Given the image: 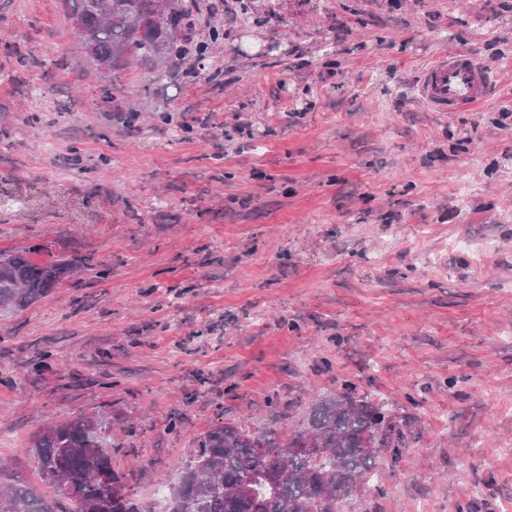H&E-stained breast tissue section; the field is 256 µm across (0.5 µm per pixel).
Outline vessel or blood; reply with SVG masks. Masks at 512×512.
<instances>
[{
	"mask_svg": "<svg viewBox=\"0 0 512 512\" xmlns=\"http://www.w3.org/2000/svg\"><path fill=\"white\" fill-rule=\"evenodd\" d=\"M421 98L435 112H463L484 102L490 94V80L465 52L437 58L422 71Z\"/></svg>",
	"mask_w": 512,
	"mask_h": 512,
	"instance_id": "obj_1",
	"label": "vessel or blood"
}]
</instances>
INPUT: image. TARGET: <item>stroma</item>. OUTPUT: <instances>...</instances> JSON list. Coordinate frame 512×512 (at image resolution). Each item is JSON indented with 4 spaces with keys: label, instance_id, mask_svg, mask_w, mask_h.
Returning <instances> with one entry per match:
<instances>
[{
    "label": "stroma",
    "instance_id": "1",
    "mask_svg": "<svg viewBox=\"0 0 512 512\" xmlns=\"http://www.w3.org/2000/svg\"><path fill=\"white\" fill-rule=\"evenodd\" d=\"M191 21L224 29L205 60L102 74L64 0H0V249L86 264L0 311V485L69 512L27 449L89 415L165 512L204 433L287 438L350 381L415 420L378 512H512V0H262L246 23L196 0ZM459 49L493 94L429 111L419 76Z\"/></svg>",
    "mask_w": 512,
    "mask_h": 512
}]
</instances>
